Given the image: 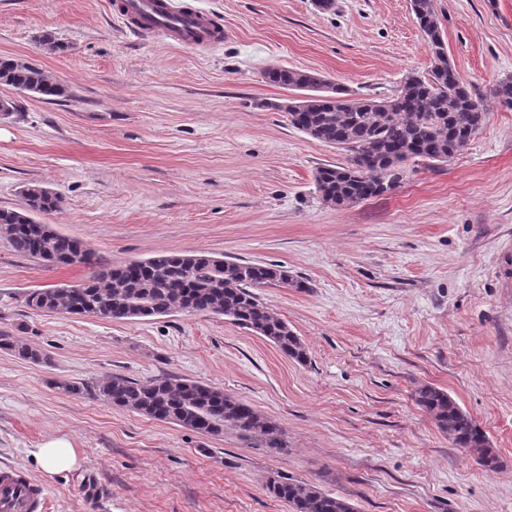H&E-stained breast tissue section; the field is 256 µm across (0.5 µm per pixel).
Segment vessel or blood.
Wrapping results in <instances>:
<instances>
[{"label":"vessel or blood","instance_id":"obj_1","mask_svg":"<svg viewBox=\"0 0 512 512\" xmlns=\"http://www.w3.org/2000/svg\"><path fill=\"white\" fill-rule=\"evenodd\" d=\"M119 12L147 37L168 38L186 49L212 42L208 34L211 19L206 13H182L169 0H121ZM47 508L43 486L19 471L0 470V512H46Z\"/></svg>","mask_w":512,"mask_h":512}]
</instances>
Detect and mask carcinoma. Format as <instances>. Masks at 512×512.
I'll list each match as a JSON object with an SVG mask.
<instances>
[{
    "mask_svg": "<svg viewBox=\"0 0 512 512\" xmlns=\"http://www.w3.org/2000/svg\"><path fill=\"white\" fill-rule=\"evenodd\" d=\"M411 8L432 54L424 75L411 73L390 97H360L312 73L269 66L265 82L306 95L292 101L289 123L326 145L350 153L345 164H327L315 175L322 200L350 207L379 197L410 161L439 165L451 160L487 123L488 112L473 97L466 80L448 60L434 0H411ZM0 85L29 91L52 101L67 93L42 69L0 57ZM493 95L512 108V78ZM24 204L0 209V237L21 256L47 266L84 265L91 275L77 285L36 289L26 305L43 313H66L116 320L164 316L174 312L211 313L269 340L284 356L303 363L307 348L270 306L252 292L272 284L302 289L305 284L284 267L224 260L205 254L172 253L104 268L79 240L37 220L60 207L61 197L39 185L22 190ZM0 350L33 363L42 353L1 332ZM100 397L115 407L173 423L203 436L232 429L267 448L287 451L285 433L274 420L243 400L198 381L160 377L145 384L113 375L97 385ZM414 400L437 429L489 470L498 456L476 421L445 391L430 385L415 389ZM268 492L290 512H356L348 501L319 487L279 475L268 478Z\"/></svg>",
    "mask_w": 512,
    "mask_h": 512,
    "instance_id": "carcinoma-1",
    "label": "carcinoma"
}]
</instances>
